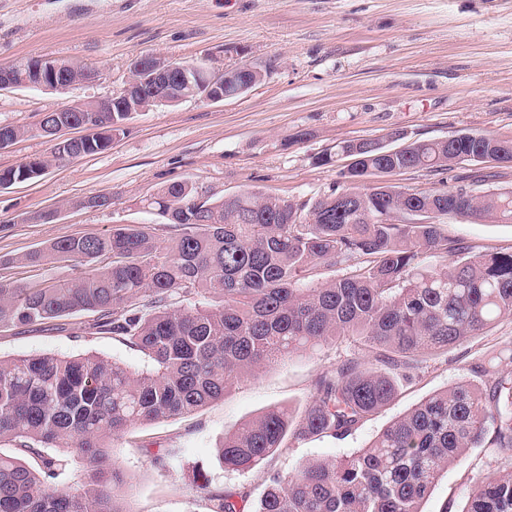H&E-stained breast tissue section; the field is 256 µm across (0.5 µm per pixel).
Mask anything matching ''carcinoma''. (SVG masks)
Segmentation results:
<instances>
[{
  "label": "carcinoma",
  "mask_w": 512,
  "mask_h": 512,
  "mask_svg": "<svg viewBox=\"0 0 512 512\" xmlns=\"http://www.w3.org/2000/svg\"><path fill=\"white\" fill-rule=\"evenodd\" d=\"M128 120V112H44L40 128L52 135L61 124H90L98 133L85 138L86 155L106 150ZM465 156L512 163V140L461 134L416 141L393 157L361 149L346 175L352 186L313 206L252 191L198 205L196 189L177 182L148 200L179 230L164 247L150 225L117 224L20 258L34 266L73 261L82 269L44 287L0 284L1 325L26 329L95 312L91 329L123 337L152 369L133 372L95 355L0 359V443L18 449L0 450V512H132L108 439L192 414L271 363L357 336L374 360L336 363L299 418L270 408L225 436L218 458L224 469L244 471L290 432L300 440L347 436L393 399L398 368H418L512 317V251L476 254L448 239L439 222L381 218L451 211L512 223V190L473 197L354 186L376 170H446ZM64 159L55 151L1 171L0 179H32ZM105 254L112 265L87 266ZM428 256L451 258L448 270H430ZM322 268L342 274L322 282ZM504 361L512 363V346L474 367L488 377L484 385L434 393L368 447L273 477L257 512H421L448 466L486 442L506 455V468L478 478L462 512H512V375L498 370ZM47 448H67L83 461L79 485L61 484L70 459ZM189 480L208 512H246L243 496L212 486L205 469L192 468Z\"/></svg>",
  "instance_id": "carcinoma-1"
}]
</instances>
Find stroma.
I'll return each mask as SVG.
<instances>
[{"label": "stroma", "instance_id": "35a3bbf8", "mask_svg": "<svg viewBox=\"0 0 512 512\" xmlns=\"http://www.w3.org/2000/svg\"><path fill=\"white\" fill-rule=\"evenodd\" d=\"M145 53L216 69L249 65L266 76L236 98L137 113L108 150L1 189L0 283L71 277L68 261L33 268L13 259L115 224H149L159 243L169 242L176 228L142 203L173 182H192L216 198L249 190L301 202L344 189L346 159L318 162L344 141L385 142L398 134L410 142L454 132L512 139V0H0V64L57 57L98 73L65 95L0 92V125L32 127L66 100L106 98ZM472 170L405 169L389 181L402 190L457 189ZM102 193L110 205L85 206ZM50 209L54 220L37 221ZM443 228L480 252L512 250V223L450 218ZM94 319L79 312L29 331L0 326V358L96 355L135 372L149 369L128 341L92 333ZM509 344L512 318H504L399 380L396 397L351 434L290 437L254 468L224 470L218 447L226 435L275 406L301 416L319 378L360 356L362 346L350 338L299 353L242 378L193 415L141 424L112 439V461L134 512H207L188 480L195 466L213 485L240 492L254 512L274 474L368 447L425 397L477 383L473 367L482 355ZM503 463L497 449H469L423 500V512H460L474 479Z\"/></svg>", "mask_w": 512, "mask_h": 512}]
</instances>
